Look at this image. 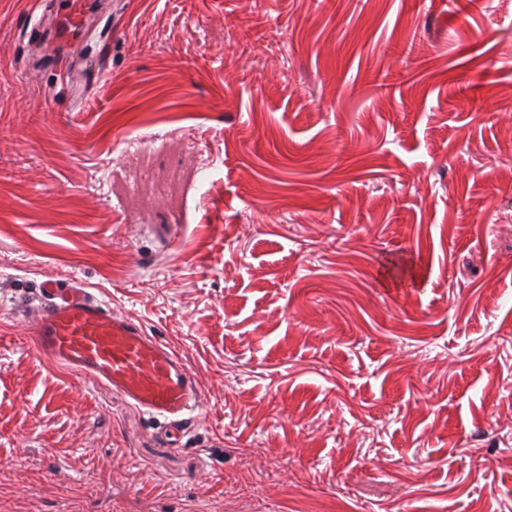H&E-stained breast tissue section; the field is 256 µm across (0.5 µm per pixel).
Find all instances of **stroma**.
<instances>
[{
  "label": "stroma",
  "mask_w": 512,
  "mask_h": 512,
  "mask_svg": "<svg viewBox=\"0 0 512 512\" xmlns=\"http://www.w3.org/2000/svg\"><path fill=\"white\" fill-rule=\"evenodd\" d=\"M0 0V497L512 512V0H112L97 78ZM50 276L175 342V448L17 334Z\"/></svg>",
  "instance_id": "1"
}]
</instances>
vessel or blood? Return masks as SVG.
Segmentation results:
<instances>
[{
    "label": "vessel or blood",
    "instance_id": "obj_1",
    "mask_svg": "<svg viewBox=\"0 0 512 512\" xmlns=\"http://www.w3.org/2000/svg\"><path fill=\"white\" fill-rule=\"evenodd\" d=\"M54 38L82 50L109 16L108 0H45ZM30 312L26 335L37 351L88 383L103 382L149 415L172 446L182 447L201 408V386L181 352L142 324L114 314L98 293L75 280H46L16 299Z\"/></svg>",
    "mask_w": 512,
    "mask_h": 512
}]
</instances>
